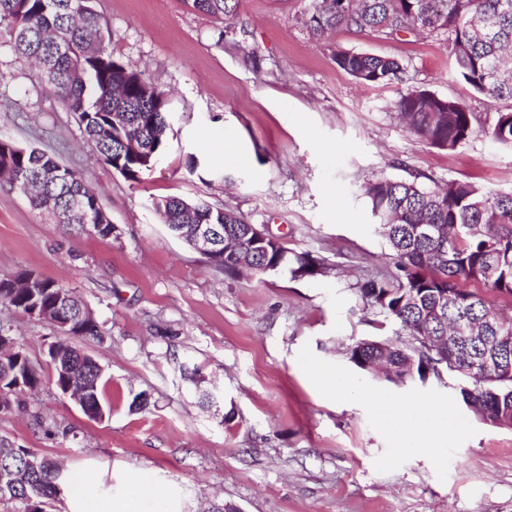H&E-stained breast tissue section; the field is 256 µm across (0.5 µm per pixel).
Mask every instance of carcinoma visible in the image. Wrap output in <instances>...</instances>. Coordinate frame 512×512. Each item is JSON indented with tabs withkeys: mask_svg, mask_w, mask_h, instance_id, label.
Returning a JSON list of instances; mask_svg holds the SVG:
<instances>
[{
	"mask_svg": "<svg viewBox=\"0 0 512 512\" xmlns=\"http://www.w3.org/2000/svg\"><path fill=\"white\" fill-rule=\"evenodd\" d=\"M90 0H0V45L38 61L41 81L73 112L102 160L126 179L139 182L163 153L169 127L168 94L146 83L130 65L108 49L100 15ZM192 7L230 18L238 0H191ZM317 40L339 28L397 37L419 33L443 36L451 65L471 90L503 103L490 123L478 122L465 102L410 86L395 102L401 123L429 144L455 150L475 136L512 148V0H314L303 19ZM336 67L364 85L406 81V67L383 55L343 48L333 54ZM25 195L38 210L53 212L63 223L102 238L112 234L111 221L99 193L74 169L37 148L0 138V181ZM378 229L396 272L362 282V300L383 321L399 327L402 336L359 341L349 348L350 361L362 370L387 369L395 384L447 370L467 380L459 396L474 414L490 424L512 423V318L503 317L489 297L512 299V192H486L450 180L425 187L417 180L379 179L363 186ZM81 200L98 213L91 226ZM168 230L187 241L197 224H222L224 236L239 241V253L222 251L208 262L226 274L245 270L240 255H251L252 274L287 270L294 277L320 274L325 259L310 252L290 251L269 239L260 244L240 215L205 200L168 196L152 201ZM417 224H433L440 234L426 238ZM23 270L0 278V304L17 313H39L56 307L69 290ZM476 283L484 292L467 288ZM70 337L102 335V326L75 320ZM60 362L71 365L72 377L54 375L57 389L72 383L88 385V408L97 416L109 411L102 397L104 370L89 354L69 341L60 342ZM0 375V396L21 405V398L39 389L41 374L24 359ZM29 449L0 443V470L24 465ZM70 477L55 461L43 457L39 473L27 486L0 488V501L13 512H46L61 501Z\"/></svg>",
	"mask_w": 512,
	"mask_h": 512,
	"instance_id": "obj_1",
	"label": "carcinoma"
}]
</instances>
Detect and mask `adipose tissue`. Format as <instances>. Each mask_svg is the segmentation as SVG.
<instances>
[{
	"label": "adipose tissue",
	"instance_id": "ef3b65f1",
	"mask_svg": "<svg viewBox=\"0 0 512 512\" xmlns=\"http://www.w3.org/2000/svg\"><path fill=\"white\" fill-rule=\"evenodd\" d=\"M384 430L405 447L437 454V444L448 434V413L423 403L394 405L383 420Z\"/></svg>",
	"mask_w": 512,
	"mask_h": 512
}]
</instances>
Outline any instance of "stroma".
Segmentation results:
<instances>
[{
  "instance_id": "1",
  "label": "stroma",
  "mask_w": 512,
  "mask_h": 512,
  "mask_svg": "<svg viewBox=\"0 0 512 512\" xmlns=\"http://www.w3.org/2000/svg\"><path fill=\"white\" fill-rule=\"evenodd\" d=\"M93 6L113 57L171 93L164 153L141 182L125 179L37 68L0 45V137L78 170L116 227L107 238L77 232L0 184V278L31 270L84 300L103 334L76 345L103 366L110 412L93 421L64 398L47 357L59 332L0 305V335L43 376L26 408L0 413V439L63 461L104 496L143 477L142 512H198L205 499L242 512H512V429L458 402L456 375L401 386L348 355L394 332L358 291L393 269L362 185L414 177L512 191V149L481 136L440 149L399 122L394 104L411 84L492 119L495 104L456 79L447 42L346 28L318 42L303 25L312 0H240L231 20L190 0ZM339 47L398 59L408 83L360 84L333 62ZM167 196L235 211L328 268L305 278L216 272L159 221L151 201ZM184 364L223 387V403H203ZM319 369L356 392L336 398ZM141 392L148 406L131 409ZM413 401L448 411L437 456L399 448L382 429L391 404ZM32 407L59 433L38 429Z\"/></svg>"
}]
</instances>
